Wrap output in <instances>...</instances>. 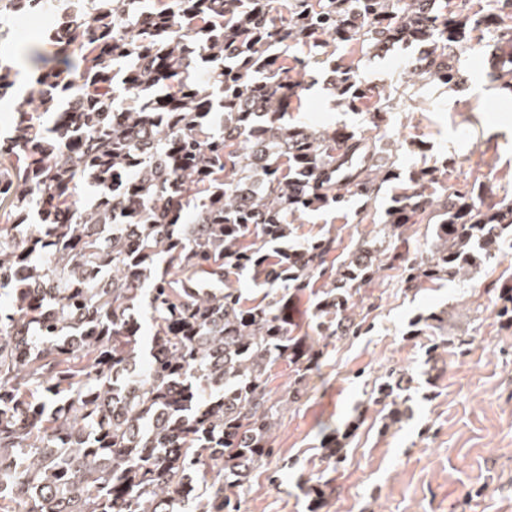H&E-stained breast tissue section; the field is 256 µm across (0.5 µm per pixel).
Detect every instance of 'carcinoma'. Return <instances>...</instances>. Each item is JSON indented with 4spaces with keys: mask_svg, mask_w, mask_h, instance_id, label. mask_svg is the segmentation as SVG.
<instances>
[{
    "mask_svg": "<svg viewBox=\"0 0 512 512\" xmlns=\"http://www.w3.org/2000/svg\"><path fill=\"white\" fill-rule=\"evenodd\" d=\"M276 2L8 0L64 12L48 39L77 69L32 48L36 87L0 138V512H239L224 486L245 488L271 456L291 398L272 396L269 372L286 360L302 379L314 359L288 315L311 281L323 280L316 328L345 336L361 327L349 310L376 272L368 253L402 261L389 251L400 228L432 225L429 250L404 266L409 288L468 274L512 231V200L487 205L475 183L437 198L422 168L386 204L374 245L339 263L330 236L285 246L301 214L371 204L401 177L362 134L279 123L300 88L288 73L323 64L374 127L394 108L353 63L293 48L423 43L411 76L455 85L452 52L481 27L512 60V0L491 15L436 0L431 17L418 0H287L284 15ZM15 85L0 59V99ZM183 154L193 163L175 165ZM243 273L261 296L233 287Z\"/></svg>",
    "mask_w": 512,
    "mask_h": 512,
    "instance_id": "cac0c4a2",
    "label": "carcinoma"
}]
</instances>
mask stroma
<instances>
[{"label": "stroma", "instance_id": "1", "mask_svg": "<svg viewBox=\"0 0 512 512\" xmlns=\"http://www.w3.org/2000/svg\"><path fill=\"white\" fill-rule=\"evenodd\" d=\"M45 16L0 12V55L44 43ZM460 65L462 84L413 82L401 67L415 53L396 44L356 58L362 76L394 92L385 136L366 115L340 104L323 81L305 80L282 117L287 126L346 128L384 149L401 172L438 167L449 189L478 182L484 200L512 197V80L506 68H476L496 37L475 35ZM385 184L375 205L351 203L295 221L294 243L336 240L334 258L370 240L393 193ZM398 267H382L361 289V333L324 339L308 301L290 316L316 355L295 402L272 433L274 455L251 477L241 512H310L301 481L322 487L320 512H512V323L498 317V287L512 281V248L467 278L402 287ZM402 381L408 412L389 426L377 387ZM338 435L343 460L329 464L324 441Z\"/></svg>", "mask_w": 512, "mask_h": 512}]
</instances>
